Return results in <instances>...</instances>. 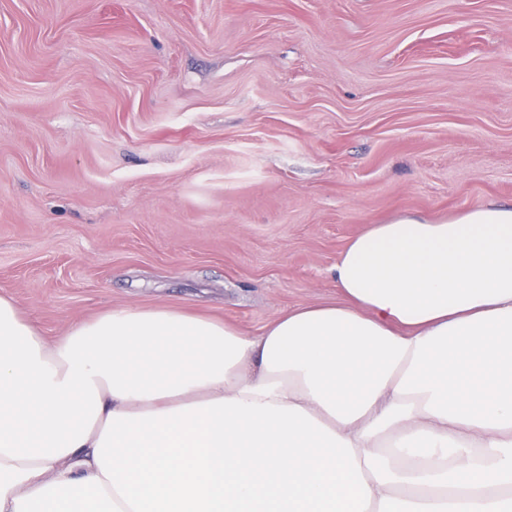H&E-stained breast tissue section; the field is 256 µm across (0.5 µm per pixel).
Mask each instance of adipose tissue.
Wrapping results in <instances>:
<instances>
[{"mask_svg": "<svg viewBox=\"0 0 512 512\" xmlns=\"http://www.w3.org/2000/svg\"><path fill=\"white\" fill-rule=\"evenodd\" d=\"M249 336L0 295V512H512V205L370 224Z\"/></svg>", "mask_w": 512, "mask_h": 512, "instance_id": "1", "label": "adipose tissue"}]
</instances>
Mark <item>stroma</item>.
Here are the masks:
<instances>
[{"label": "stroma", "instance_id": "stroma-1", "mask_svg": "<svg viewBox=\"0 0 512 512\" xmlns=\"http://www.w3.org/2000/svg\"><path fill=\"white\" fill-rule=\"evenodd\" d=\"M512 204V0H0V294L254 335L350 238Z\"/></svg>", "mask_w": 512, "mask_h": 512}]
</instances>
